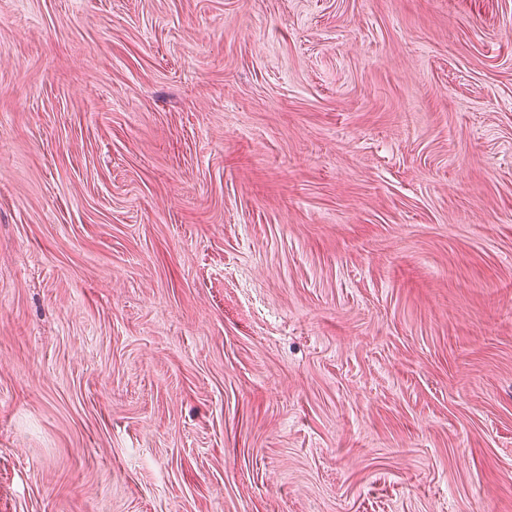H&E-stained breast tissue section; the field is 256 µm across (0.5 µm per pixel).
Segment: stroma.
<instances>
[{"label": "stroma", "instance_id": "35a3bbf8", "mask_svg": "<svg viewBox=\"0 0 512 512\" xmlns=\"http://www.w3.org/2000/svg\"><path fill=\"white\" fill-rule=\"evenodd\" d=\"M0 512H512V0H0Z\"/></svg>", "mask_w": 512, "mask_h": 512}]
</instances>
